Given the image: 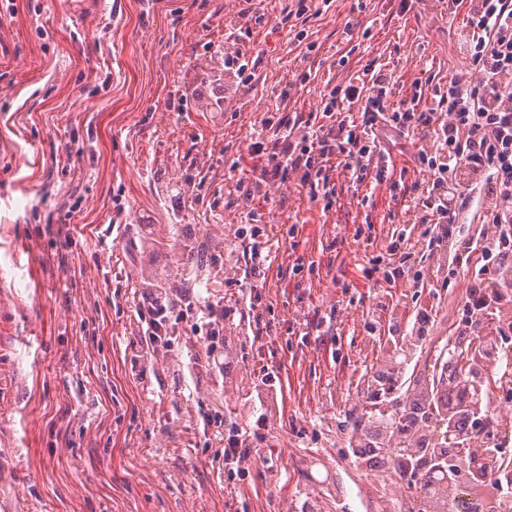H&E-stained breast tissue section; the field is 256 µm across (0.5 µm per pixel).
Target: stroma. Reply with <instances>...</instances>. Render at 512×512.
Returning <instances> with one entry per match:
<instances>
[{"instance_id": "stroma-1", "label": "stroma", "mask_w": 512, "mask_h": 512, "mask_svg": "<svg viewBox=\"0 0 512 512\" xmlns=\"http://www.w3.org/2000/svg\"><path fill=\"white\" fill-rule=\"evenodd\" d=\"M261 14L237 46L255 61L240 82L224 67L225 25ZM291 0H0V501L14 512H392L387 468L361 464L354 422L414 397L424 349L404 339L415 304L432 333H455L471 280L437 275L439 258L409 221L394 181L421 141L393 148L387 181L355 186L336 170L322 202L298 176L253 189L247 146L262 119L319 113L326 83L368 61L392 73V97L424 101L469 71L443 0H331L293 42ZM358 26L346 30L347 21ZM312 72L307 84L298 76ZM124 212H116L115 202ZM272 226L262 323L247 305L225 378L187 365L206 342L178 322L170 351L140 336L137 305L154 276L198 297L238 276L244 211ZM300 218L294 242L286 236ZM118 229H111V220ZM75 229L62 248L58 225ZM365 236L354 239L356 228ZM188 231L205 254L184 267L167 238ZM415 245L390 287L367 273L392 240ZM305 263L293 273L296 263ZM319 326L320 334H300ZM404 367L389 398L370 399L375 373ZM278 371L258 399L240 372ZM269 416L247 471L230 474L203 432Z\"/></svg>"}]
</instances>
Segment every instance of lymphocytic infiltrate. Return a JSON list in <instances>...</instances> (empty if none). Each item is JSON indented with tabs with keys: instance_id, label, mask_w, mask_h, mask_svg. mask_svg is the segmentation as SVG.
Listing matches in <instances>:
<instances>
[{
	"instance_id": "lymphocytic-infiltrate-1",
	"label": "lymphocytic infiltrate",
	"mask_w": 512,
	"mask_h": 512,
	"mask_svg": "<svg viewBox=\"0 0 512 512\" xmlns=\"http://www.w3.org/2000/svg\"><path fill=\"white\" fill-rule=\"evenodd\" d=\"M463 3L467 22L458 32V46L474 73L436 87L432 106H422L417 94L391 103L387 74L368 64L324 94L323 123L262 120L248 149L261 159L258 182H284L295 173L314 191L327 183L330 161L350 171L356 183H379L389 171L387 141H431L432 150H421L416 159L424 177L402 185L403 202L433 241L455 238L464 208L475 207L480 223L473 234L456 239L448 273L464 271L472 279L462 335L493 336L496 323L512 313V0H448L449 14ZM355 105L360 108L356 115L350 112ZM255 220L254 210H247L245 221L252 229L236 280L248 287L254 302L267 281L265 253L272 243ZM236 311L219 291L210 292L200 308L190 292L176 297L159 285L142 294L137 316L143 341L155 351L171 346L176 319L194 316L212 364L224 324ZM267 429L268 418L262 415L249 431L224 436L225 467L237 470L248 462L253 443L264 440ZM447 481L471 484L472 512H498L503 496L512 491L502 480L474 478L467 459L456 464Z\"/></svg>"
}]
</instances>
